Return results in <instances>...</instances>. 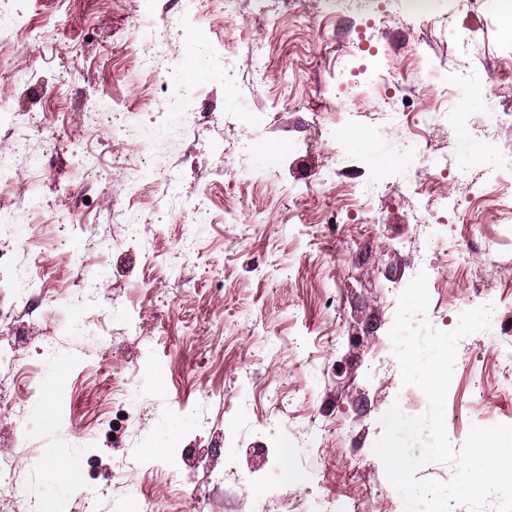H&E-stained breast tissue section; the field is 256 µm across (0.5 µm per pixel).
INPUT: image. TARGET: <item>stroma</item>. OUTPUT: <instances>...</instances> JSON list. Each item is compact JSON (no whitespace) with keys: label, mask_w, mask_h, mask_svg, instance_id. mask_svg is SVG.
<instances>
[{"label":"stroma","mask_w":512,"mask_h":512,"mask_svg":"<svg viewBox=\"0 0 512 512\" xmlns=\"http://www.w3.org/2000/svg\"><path fill=\"white\" fill-rule=\"evenodd\" d=\"M354 4L159 0L147 18L139 0H21L28 31L0 18V111L23 116L0 132V156L32 158L0 183V211L15 219L0 240L11 267L0 353L16 359L0 457L22 467V490L0 512H29L33 496L50 512H119L132 494L152 512H305L288 475L309 469L321 493L356 498L359 512H402L372 452L392 404L409 415L427 406L402 386L388 337L420 269L407 245L414 175L396 161L429 146L489 171L508 158L497 145L475 155L459 128L410 134L374 89L340 98L336 86L384 44L410 109L454 95L463 69L462 110L481 125L492 104L512 103V80L482 88L492 69H512V25L467 0H431L424 17L406 0ZM186 7L194 37L173 24ZM156 24L172 60H198L187 111L160 113L166 87L134 54L138 26ZM317 112L373 137L337 156ZM218 140L253 181L212 175ZM377 180L369 210L352 209L350 192ZM127 201L142 217L133 244L112 221ZM445 229L466 254L433 248L427 319L449 331L459 305L512 299V216L487 206ZM23 288L30 315L13 309ZM458 352L445 409L456 446L478 420L512 424V308Z\"/></svg>","instance_id":"1"}]
</instances>
